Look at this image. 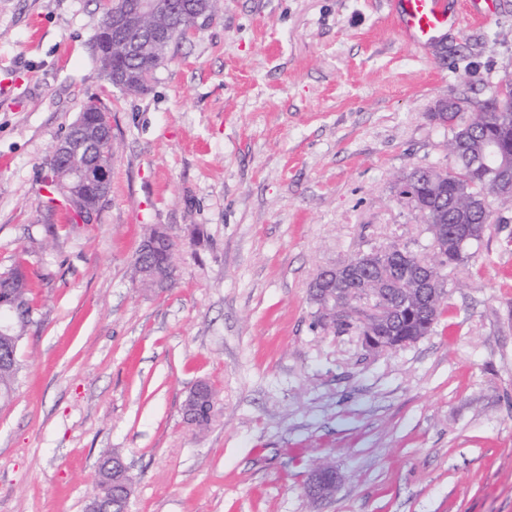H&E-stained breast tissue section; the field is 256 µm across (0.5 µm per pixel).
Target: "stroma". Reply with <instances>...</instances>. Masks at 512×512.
Segmentation results:
<instances>
[{
	"instance_id": "35a3bbf8",
	"label": "stroma",
	"mask_w": 512,
	"mask_h": 512,
	"mask_svg": "<svg viewBox=\"0 0 512 512\" xmlns=\"http://www.w3.org/2000/svg\"><path fill=\"white\" fill-rule=\"evenodd\" d=\"M97 0H0V271L38 274L0 405V512H85L104 452L129 512H512V206L417 343L369 355L324 329L308 286L389 242L423 249L398 190L448 166L435 105L512 79V0L422 49L387 0H221L147 90L113 92L111 191L91 224L47 210L56 140L100 95ZM154 225L174 287L132 284ZM206 429L185 423L198 381ZM342 480L305 495L309 471ZM19 371L18 360L0 365V403L9 402L14 392V386ZM340 480L336 469L318 465L307 476L306 492L316 502L325 501L335 493Z\"/></svg>"
}]
</instances>
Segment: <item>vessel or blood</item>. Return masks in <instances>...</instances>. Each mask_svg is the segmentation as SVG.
I'll return each mask as SVG.
<instances>
[{
  "label": "vessel or blood",
  "mask_w": 512,
  "mask_h": 512,
  "mask_svg": "<svg viewBox=\"0 0 512 512\" xmlns=\"http://www.w3.org/2000/svg\"><path fill=\"white\" fill-rule=\"evenodd\" d=\"M488 0H469L468 15L486 14ZM465 15V16H468ZM464 15L453 12L448 0H394V26L411 45L425 47L432 44L445 29L462 25Z\"/></svg>",
  "instance_id": "vessel-or-blood-1"
}]
</instances>
